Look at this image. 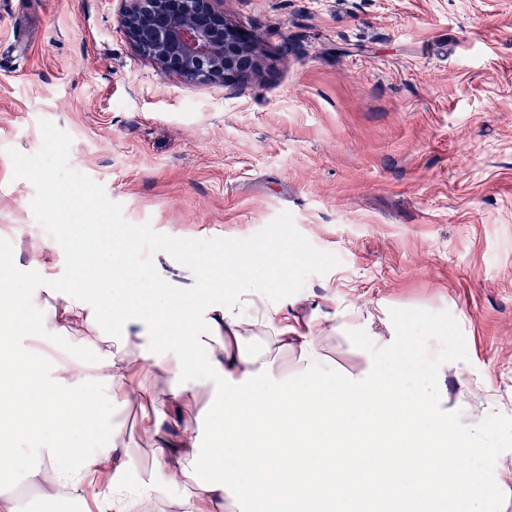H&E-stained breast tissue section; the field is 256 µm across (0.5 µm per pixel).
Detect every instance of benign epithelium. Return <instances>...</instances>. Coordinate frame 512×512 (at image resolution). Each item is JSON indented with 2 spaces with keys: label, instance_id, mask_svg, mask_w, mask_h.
I'll use <instances>...</instances> for the list:
<instances>
[{
  "label": "benign epithelium",
  "instance_id": "7a95c632",
  "mask_svg": "<svg viewBox=\"0 0 512 512\" xmlns=\"http://www.w3.org/2000/svg\"><path fill=\"white\" fill-rule=\"evenodd\" d=\"M124 31L163 72L188 82L243 76L252 62L248 36L224 19L222 0H128Z\"/></svg>",
  "mask_w": 512,
  "mask_h": 512
}]
</instances>
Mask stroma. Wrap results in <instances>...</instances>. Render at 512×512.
Wrapping results in <instances>:
<instances>
[{"label": "stroma", "instance_id": "stroma-1", "mask_svg": "<svg viewBox=\"0 0 512 512\" xmlns=\"http://www.w3.org/2000/svg\"><path fill=\"white\" fill-rule=\"evenodd\" d=\"M126 0H0V254L17 291L40 228L7 147L73 139L70 167L133 224L247 238L282 211L339 263L310 275L400 316L380 363L425 386L422 318L467 379L512 400V0H224L255 47L234 83L160 71L125 37ZM44 365L92 362L44 330Z\"/></svg>", "mask_w": 512, "mask_h": 512}]
</instances>
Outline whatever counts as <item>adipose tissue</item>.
<instances>
[{
    "label": "adipose tissue",
    "instance_id": "adipose-tissue-1",
    "mask_svg": "<svg viewBox=\"0 0 512 512\" xmlns=\"http://www.w3.org/2000/svg\"><path fill=\"white\" fill-rule=\"evenodd\" d=\"M112 267L98 244H33L37 287L16 294L0 262V479L17 446L37 462L26 473L42 502L58 506L96 490V512H505L512 503V448L488 445L489 422L512 424L489 385L460 382L441 325L428 324L427 387L379 372L407 345L401 319L325 287L265 292L239 268L218 302L150 308L98 284L74 295L50 256ZM52 329L90 345V365L28 371L20 337ZM355 338L360 360L341 365L332 341ZM126 408L146 403L141 438L152 473L132 481L121 428L106 427L101 394ZM105 432L100 448L72 449V430ZM210 447H203V437ZM488 460L459 469L477 448Z\"/></svg>",
    "mask_w": 512,
    "mask_h": 512
}]
</instances>
